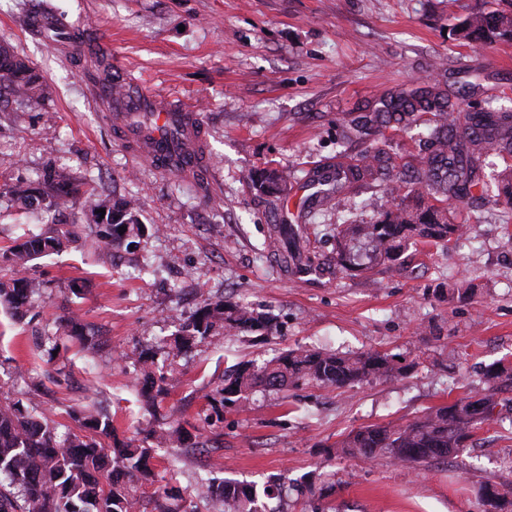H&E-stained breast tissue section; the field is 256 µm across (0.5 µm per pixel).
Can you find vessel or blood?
Wrapping results in <instances>:
<instances>
[{
	"label": "vessel or blood",
	"instance_id": "1",
	"mask_svg": "<svg viewBox=\"0 0 512 512\" xmlns=\"http://www.w3.org/2000/svg\"><path fill=\"white\" fill-rule=\"evenodd\" d=\"M111 80L95 84L100 102H113L114 134L126 150L150 167L196 182L208 177L207 130L197 112L174 105L169 97L146 92L132 71L111 60ZM123 85L129 94L111 100L112 84Z\"/></svg>",
	"mask_w": 512,
	"mask_h": 512
}]
</instances>
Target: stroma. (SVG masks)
I'll return each instance as SVG.
<instances>
[{
  "label": "stroma",
  "mask_w": 512,
  "mask_h": 512,
  "mask_svg": "<svg viewBox=\"0 0 512 512\" xmlns=\"http://www.w3.org/2000/svg\"><path fill=\"white\" fill-rule=\"evenodd\" d=\"M30 0H0V45L42 76L43 100L18 108L0 97V185L34 186L49 167L68 169L99 194L139 197L140 229L112 248L83 232L30 262L46 289L24 317L0 305V399L19 398L77 430L95 403L119 434L154 424L192 429L210 413L224 375L292 348L401 355L407 374L336 389L301 384L257 391L224 410L202 448H162L159 484L194 493L200 479L228 478L286 492L275 512H479L475 489L512 483V402L507 422L477 430L454 460L413 469L385 457H331L330 446L369 424L404 423L431 407L483 392L489 365L512 362V208L450 204L468 225L449 249L409 245L398 269L337 270L336 227L371 224L390 204L385 184L366 181L338 206L306 213L308 170L349 161L361 146L353 118L383 98L429 87L464 96L468 110L512 105V39L493 48L459 39L468 16L512 9V0H52L60 17L105 54L121 58L150 91L201 113L211 177L201 193L129 155L90 90L88 68L59 40L26 28ZM425 121L375 138L396 167L411 162ZM290 174L293 207L253 184L263 169ZM308 225L322 266L283 272L268 228ZM37 211L0 198V249L52 231ZM473 293L449 299V289ZM270 315L274 335H208L176 360L168 343L204 300ZM83 327L67 334L62 319ZM50 334L40 342L41 334ZM152 348L168 393L156 416L141 408L130 362Z\"/></svg>",
  "instance_id": "1"
}]
</instances>
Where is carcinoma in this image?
Listing matches in <instances>:
<instances>
[{
    "label": "carcinoma",
    "instance_id": "cac0c4a2",
    "mask_svg": "<svg viewBox=\"0 0 512 512\" xmlns=\"http://www.w3.org/2000/svg\"><path fill=\"white\" fill-rule=\"evenodd\" d=\"M466 40L479 39L487 47L498 40L512 39V15L500 11L475 13L459 25ZM16 99L29 100L44 94L39 75L9 48L0 46V90ZM465 100L436 90L400 92L383 101L382 107L351 121L354 136L366 139L389 127L410 125L419 114H432L429 133L415 163L400 172L389 188L392 207L373 224H339L336 227V268L348 273L370 272L398 260L405 243L414 239L435 247L466 233V225L448 223L444 203H464L488 194L484 166L490 156H512V109L484 112L464 111ZM394 169L385 148L375 145L352 162L319 165L305 178L314 189L301 204L302 210L326 209L354 184L379 179ZM260 187L280 200L288 194L286 177L276 169L260 175ZM15 195L28 208H43L64 214L80 209L85 222L98 229L107 245H119L124 235L119 227L138 223V205L129 199L99 197L70 174L53 167L46 171L35 192L17 184L1 186L0 197ZM411 195L433 200L410 209ZM105 210V214L97 210ZM306 228L300 224H272L270 235L279 244L282 266L294 275H307L315 268L308 252ZM74 236L65 224L51 235H38L15 242L0 252V267L11 274L0 282V304L24 317L43 282L27 274L28 262L39 255L64 247ZM260 328L276 330L266 314L228 301L205 303L195 318L180 326L169 344V355L187 353L199 337L212 332L230 335ZM140 365L137 384L152 409L165 394L166 376L153 369L151 349L137 354ZM397 355L369 350L342 355L329 350L290 349L260 365L240 363L224 375L219 406L204 419L211 426L223 420L219 407L235 405L255 389L282 392L299 383L344 388L373 379L405 373ZM486 383L499 390L512 389V367L496 364L487 370ZM498 401L492 395L467 394L452 403L431 407L422 415L401 424L367 425L352 430L336 442L345 456L372 460L385 456L412 468L446 461L457 455L481 425L499 421L494 415ZM80 433L59 432V424L45 412L20 399L0 400V512H137L139 490L155 482L151 467L154 448L189 443L193 434L184 428L157 426L143 438L119 437L112 417L88 405L77 417ZM161 502L158 512H198L195 500L212 504L214 512H266L264 500L281 497L280 485L271 482L262 490L242 482L212 479L200 483L195 500L168 488L156 490ZM483 512H512V485L485 481L477 488Z\"/></svg>",
    "mask_w": 512,
    "mask_h": 512
}]
</instances>
